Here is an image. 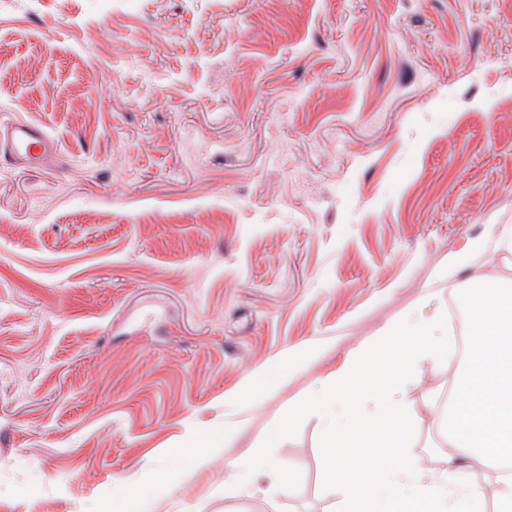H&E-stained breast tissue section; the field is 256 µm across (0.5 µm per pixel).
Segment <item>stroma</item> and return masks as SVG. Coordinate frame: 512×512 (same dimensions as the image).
Returning a JSON list of instances; mask_svg holds the SVG:
<instances>
[{
	"label": "stroma",
	"instance_id": "35a3bbf8",
	"mask_svg": "<svg viewBox=\"0 0 512 512\" xmlns=\"http://www.w3.org/2000/svg\"><path fill=\"white\" fill-rule=\"evenodd\" d=\"M15 120L57 154L0 167V512H103L124 486L139 512H329L297 402L424 298L450 311L472 241L512 225V0H0ZM452 372L388 432L423 468ZM341 444L373 491L385 442ZM268 454L287 493L266 473L225 498V465ZM304 357L305 355L302 352H293L278 360L274 366L259 371L240 392L239 397L241 399H249L255 392L264 389L270 384L276 375L288 371L290 368L299 366L304 360ZM184 453L176 455V460L170 469V473H177L187 464H200L210 457L216 448V439L213 437H198L192 439Z\"/></svg>",
	"mask_w": 512,
	"mask_h": 512
}]
</instances>
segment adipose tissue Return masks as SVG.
I'll use <instances>...</instances> for the list:
<instances>
[{
    "label": "adipose tissue",
    "mask_w": 512,
    "mask_h": 512,
    "mask_svg": "<svg viewBox=\"0 0 512 512\" xmlns=\"http://www.w3.org/2000/svg\"><path fill=\"white\" fill-rule=\"evenodd\" d=\"M470 255L480 266L459 296L460 306L482 309L469 320L470 348L453 374V396L437 409L448 455L423 471L407 459L386 467V480L363 494L351 465L336 449L340 435L383 437L387 426L409 422V388L427 369L448 359L454 342L441 311L415 309L386 323L374 342L350 353L342 368L321 378L298 405L319 414L330 454L325 483L331 512H512V226L489 225ZM415 344L389 375L384 355L407 333Z\"/></svg>",
    "instance_id": "obj_1"
}]
</instances>
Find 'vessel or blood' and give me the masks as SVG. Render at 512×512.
<instances>
[{
	"instance_id": "b4317fda",
	"label": "vessel or blood",
	"mask_w": 512,
	"mask_h": 512,
	"mask_svg": "<svg viewBox=\"0 0 512 512\" xmlns=\"http://www.w3.org/2000/svg\"><path fill=\"white\" fill-rule=\"evenodd\" d=\"M55 146L45 131L25 120L0 128V155L17 167L48 166Z\"/></svg>"
}]
</instances>
